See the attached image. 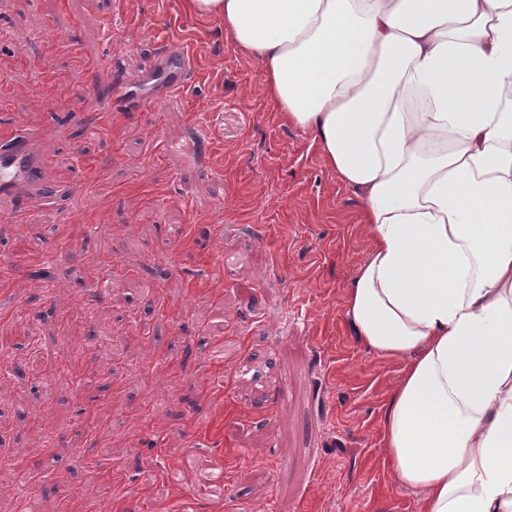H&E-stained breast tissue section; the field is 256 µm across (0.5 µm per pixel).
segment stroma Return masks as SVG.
<instances>
[{
  "label": "stroma",
  "instance_id": "35a3bbf8",
  "mask_svg": "<svg viewBox=\"0 0 512 512\" xmlns=\"http://www.w3.org/2000/svg\"><path fill=\"white\" fill-rule=\"evenodd\" d=\"M171 43L194 74L164 121L113 107L96 59L135 83ZM45 83L52 96L31 108ZM0 85V122L51 130L56 171L99 191L57 218L35 206L27 224H0V255L27 243L0 269V512L18 510L20 461L41 475L36 512H72L77 495L181 512L218 469L226 496L197 512H418L380 438L401 364L363 347L343 314L370 250L361 204L271 108L223 23L184 0H0ZM102 113L108 125L90 133ZM96 258L137 274L87 287L75 266ZM64 316L95 347L64 337ZM217 338L214 401L198 386L200 349ZM163 358L174 369L162 376ZM40 366L47 382L31 375ZM90 408L104 420L93 432ZM116 477L129 497L113 499Z\"/></svg>",
  "mask_w": 512,
  "mask_h": 512
}]
</instances>
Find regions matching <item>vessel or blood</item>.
Segmentation results:
<instances>
[{"label":"vessel or blood","instance_id":"obj_1","mask_svg":"<svg viewBox=\"0 0 512 512\" xmlns=\"http://www.w3.org/2000/svg\"><path fill=\"white\" fill-rule=\"evenodd\" d=\"M191 65L187 56L174 50L165 62L146 70L140 79L144 100L161 102L163 93L178 91L188 80ZM47 129L32 126L19 129L0 126V222L23 224L28 217V202L44 208L79 193V186L59 178L53 171L46 143Z\"/></svg>","mask_w":512,"mask_h":512}]
</instances>
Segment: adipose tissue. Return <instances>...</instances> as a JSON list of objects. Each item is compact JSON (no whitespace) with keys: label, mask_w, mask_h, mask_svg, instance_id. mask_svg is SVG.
Here are the masks:
<instances>
[{"label":"adipose tissue","mask_w":512,"mask_h":512,"mask_svg":"<svg viewBox=\"0 0 512 512\" xmlns=\"http://www.w3.org/2000/svg\"><path fill=\"white\" fill-rule=\"evenodd\" d=\"M363 206L343 313L402 361L381 440L421 512H512V0H185Z\"/></svg>","instance_id":"ef3b65f1"}]
</instances>
